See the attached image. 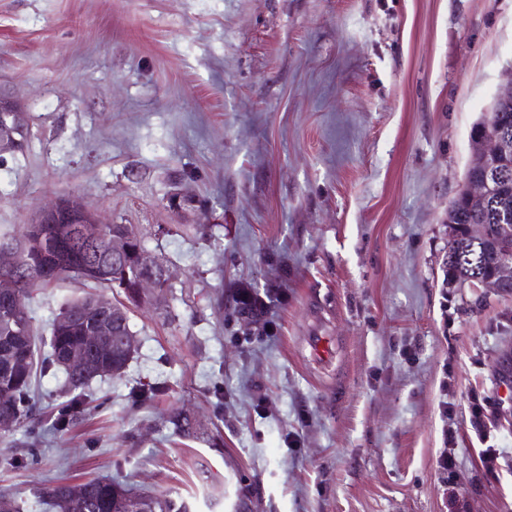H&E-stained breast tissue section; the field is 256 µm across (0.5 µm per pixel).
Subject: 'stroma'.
Here are the masks:
<instances>
[{"mask_svg":"<svg viewBox=\"0 0 512 512\" xmlns=\"http://www.w3.org/2000/svg\"><path fill=\"white\" fill-rule=\"evenodd\" d=\"M510 70L512 0H0V97L29 132L0 163V240L74 195L174 275L132 306L138 349L94 409L57 425L63 374H42L0 494L40 512L42 484L104 478L190 512H448L447 423L466 512H512V293L447 278L471 130ZM177 190L199 201L180 217ZM245 293L270 307L241 315ZM89 294L113 296L36 289L39 332ZM474 391L498 401L491 474ZM455 432L448 430V425H444L441 430L442 448H440L439 455L436 463L444 475L443 478V494L448 495V505L451 509L460 510L461 503L456 495V488L458 487L459 473L457 469V458L455 444Z\"/></svg>","mask_w":512,"mask_h":512,"instance_id":"obj_1","label":"stroma"}]
</instances>
